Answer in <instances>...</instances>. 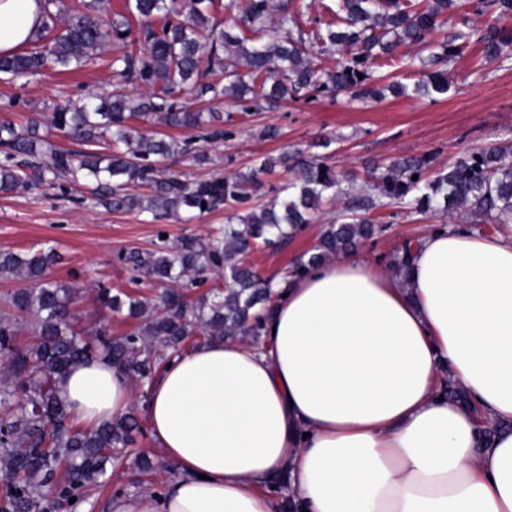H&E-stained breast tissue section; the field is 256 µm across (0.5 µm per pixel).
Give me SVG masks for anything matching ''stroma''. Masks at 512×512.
Wrapping results in <instances>:
<instances>
[{
  "instance_id": "obj_1",
  "label": "stroma",
  "mask_w": 512,
  "mask_h": 512,
  "mask_svg": "<svg viewBox=\"0 0 512 512\" xmlns=\"http://www.w3.org/2000/svg\"><path fill=\"white\" fill-rule=\"evenodd\" d=\"M115 53V48H107L98 59L72 72L49 70L35 78L0 79V119L22 123L85 92H112L116 79L109 62ZM448 81V96L435 102L388 95L363 103L328 94L309 102L289 99L272 111L243 112L228 101L223 108L231 115V137L213 145L200 141L197 131L174 130L175 138L193 142L207 159L199 164L181 157L170 162L169 168L188 181L246 173L257 159L278 157L288 148H303L317 136L327 135L333 139L328 164L361 178L366 165L376 161L429 154L434 165L441 166L485 142L512 141V63L484 62L478 47L472 46L449 60ZM267 125L279 128L277 139L260 138V130ZM343 206L337 199L324 200L312 224L288 245L279 250L257 249L249 256L250 264L266 278L286 269L315 245L322 224ZM376 216L389 229L365 242L362 250L383 262L402 240L427 235L435 225L434 220L406 212L394 215L387 209L378 210ZM224 224L221 208L202 214L184 212L163 222L154 221L148 213L112 211L98 205L90 185L84 183H68L60 190L40 187L0 193V253L55 247L60 259L49 274L78 288L77 328L92 332L104 326L115 337L137 328L138 323L102 311L95 299L96 284L146 296L159 290L150 277L134 275L122 254L153 250L161 233L174 245L186 238L206 237ZM142 453L154 460L156 468L139 482L134 464L136 455ZM169 473V464L154 447L149 431H142L135 435L129 457L108 466L102 486L90 490L78 505L65 504L53 512H111L117 492L139 486L159 489Z\"/></svg>"
}]
</instances>
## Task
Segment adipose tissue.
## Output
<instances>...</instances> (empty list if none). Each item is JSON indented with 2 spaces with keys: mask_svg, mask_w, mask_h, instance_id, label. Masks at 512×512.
Returning <instances> with one entry per match:
<instances>
[{
  "mask_svg": "<svg viewBox=\"0 0 512 512\" xmlns=\"http://www.w3.org/2000/svg\"><path fill=\"white\" fill-rule=\"evenodd\" d=\"M42 15L0 0V55ZM273 284L261 345L212 339L154 376L146 419L177 474L112 512H512V226L430 232L405 280L355 250ZM57 387L91 428L133 401L102 358Z\"/></svg>",
  "mask_w": 512,
  "mask_h": 512,
  "instance_id": "obj_1",
  "label": "adipose tissue"
}]
</instances>
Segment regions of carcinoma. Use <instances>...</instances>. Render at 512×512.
I'll list each match as a JSON object with an SVG mask.
<instances>
[{
    "label": "carcinoma",
    "mask_w": 512,
    "mask_h": 512,
    "mask_svg": "<svg viewBox=\"0 0 512 512\" xmlns=\"http://www.w3.org/2000/svg\"><path fill=\"white\" fill-rule=\"evenodd\" d=\"M53 6L59 0H43L35 39L25 51L0 57V75L12 80L47 69L71 70L115 43L120 49L111 60L113 72L144 92L132 98L116 91L106 99L89 92L55 106L40 121L0 120V192L68 177L94 184L103 207L148 212L155 219L230 203L249 209L229 214L218 237L186 238L126 255L132 270L161 283L163 291L150 298L95 288L102 309L142 321L119 338L104 328L91 336L74 328L73 288L48 277L59 260L54 248L0 254L1 276L35 283L11 295L9 305L37 315L36 340L24 347L15 343V317L0 315V365L22 376L20 382L0 381V512H49L53 494L81 500L102 483L106 464L122 456L139 428L130 413L98 428L74 427L56 389L73 367L102 357L145 385L168 357L181 353L190 336L259 343L272 280L245 257L260 243L286 244L312 223L323 200L345 198L348 204L323 225L317 244L294 262L290 275L384 233L387 225L369 217L376 208L441 220L463 208L482 224L512 223V144L507 142H488L436 167L424 156L396 158L373 167L357 193L348 175L299 148L248 173L190 182L161 166L189 153L190 142L147 134L134 125L140 120L199 129L200 139L216 143L232 136L217 109L226 98L243 112L272 108L289 96L310 101L321 93L380 100L385 77L377 74L378 62L404 44L421 46L427 56L417 61L435 71L413 84L393 83L396 94L446 96L450 84L441 67L465 48L478 46L486 62H512V0H336L330 12L337 23L317 20L308 32L300 24L306 5L292 0L275 5L247 0L243 9L238 0H227L221 22L210 15L213 0H124L121 12L109 11V0H74L60 27ZM445 26L448 34L436 38ZM334 53L339 54L335 69L321 68L320 57ZM188 92L216 107L187 109L181 98ZM42 126L71 137L81 149L49 145L40 135ZM101 144L110 152H98ZM278 166L290 174L288 182L272 188L271 201L248 205L258 176ZM410 255V247L402 248L389 265L407 276Z\"/></svg>",
    "instance_id": "carcinoma-1"
}]
</instances>
